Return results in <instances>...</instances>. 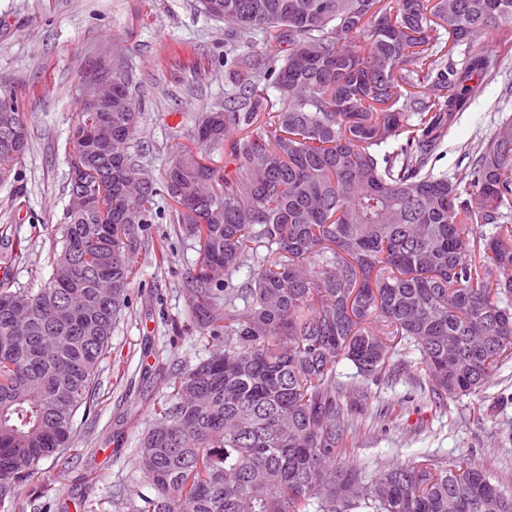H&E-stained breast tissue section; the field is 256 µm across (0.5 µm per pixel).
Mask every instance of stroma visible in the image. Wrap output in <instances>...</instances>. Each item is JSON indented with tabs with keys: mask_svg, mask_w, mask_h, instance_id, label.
Listing matches in <instances>:
<instances>
[{
	"mask_svg": "<svg viewBox=\"0 0 512 512\" xmlns=\"http://www.w3.org/2000/svg\"><path fill=\"white\" fill-rule=\"evenodd\" d=\"M126 50L139 88L143 123L134 136L144 163L161 176L172 154L188 144L192 117L223 101L224 24L201 13L198 0H0V94L25 104L28 147L0 184L1 276L29 288L51 275L54 228L68 201L67 139L78 104L74 88L89 61L113 44ZM481 45L500 57L496 78L461 112L439 148L435 173H454L464 155L490 140L512 101L499 92L512 83V32L495 31ZM172 224L153 225L167 237L166 256L139 252L130 302L99 365L96 399L74 416V445L82 456L47 463L50 512H84L82 500L115 512L119 479L136 476V450L153 407L168 393L163 372L191 366L205 352L183 330L188 305L184 277L196 254L172 238ZM360 419L340 466L405 464L422 454L469 457L512 490V361L479 392L441 406L408 378L369 384Z\"/></svg>",
	"mask_w": 512,
	"mask_h": 512,
	"instance_id": "stroma-1",
	"label": "stroma"
}]
</instances>
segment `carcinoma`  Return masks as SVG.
Wrapping results in <instances>:
<instances>
[{
  "instance_id": "carcinoma-1",
  "label": "carcinoma",
  "mask_w": 512,
  "mask_h": 512,
  "mask_svg": "<svg viewBox=\"0 0 512 512\" xmlns=\"http://www.w3.org/2000/svg\"><path fill=\"white\" fill-rule=\"evenodd\" d=\"M227 21L230 92L197 113L159 180L140 179L143 112L123 48L112 110L78 112L71 166L112 196L77 192L57 225L51 277L0 281V502L47 512L24 490L73 447V418L129 304L135 256L153 245L156 197L197 253L186 321L207 357L168 375L137 450L148 497L119 482L124 512H512V493L458 459L336 467L362 388L417 347L440 401L483 388L512 360V115L451 176L432 159L497 72L475 48L512 23V0H199ZM448 33L447 58L431 47ZM262 34L256 45L253 35ZM465 61L453 60L458 46ZM277 92L271 99L269 90ZM268 129L253 130L259 113ZM0 183L24 152L23 113L0 112ZM227 155V176L214 158ZM246 273L245 281L235 277Z\"/></svg>"
}]
</instances>
